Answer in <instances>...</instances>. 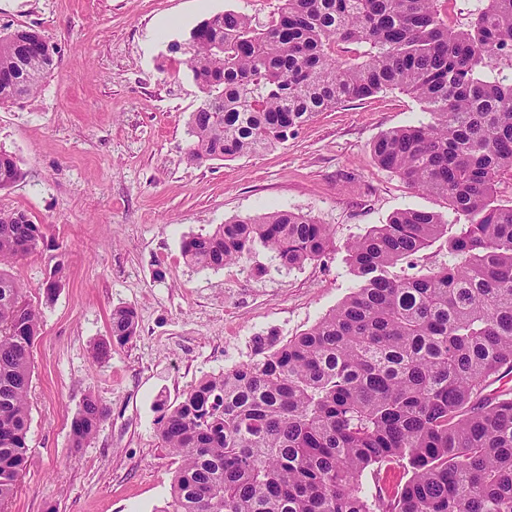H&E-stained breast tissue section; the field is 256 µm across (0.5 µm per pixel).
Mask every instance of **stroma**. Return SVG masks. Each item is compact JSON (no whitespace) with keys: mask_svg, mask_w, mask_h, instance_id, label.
Here are the masks:
<instances>
[{"mask_svg":"<svg viewBox=\"0 0 512 512\" xmlns=\"http://www.w3.org/2000/svg\"><path fill=\"white\" fill-rule=\"evenodd\" d=\"M279 0H0V25L38 31L57 50L38 92L0 108V150L22 178L0 206L26 212L44 238L13 273L41 310L32 348L29 464L5 512H163L179 460L158 419L201 379L248 361L253 339L297 335L356 285L350 242L393 212L443 211L373 161L391 128L426 120L400 90L321 113L277 147L188 163V121L202 94L170 50L201 21L232 10L266 21ZM270 209L332 225L322 260L276 271L256 248L248 263L188 266L183 239ZM63 285L42 286L56 263ZM129 306L139 333L110 334ZM108 415L70 447L87 395Z\"/></svg>","mask_w":512,"mask_h":512,"instance_id":"35a3bbf8","label":"stroma"}]
</instances>
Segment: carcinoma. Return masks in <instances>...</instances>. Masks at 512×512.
I'll return each mask as SVG.
<instances>
[{"label":"carcinoma","instance_id":"1","mask_svg":"<svg viewBox=\"0 0 512 512\" xmlns=\"http://www.w3.org/2000/svg\"><path fill=\"white\" fill-rule=\"evenodd\" d=\"M262 23L228 11L203 20L183 56L202 102L187 160L232 159L282 144L319 113L387 90L413 95L429 121L373 142L376 164L443 199L464 219L394 212L348 248L358 286L283 342L199 381L158 421L181 461L172 512H512V0H481L465 28L437 0H279ZM54 48L24 25L0 28V107L33 95ZM0 151V190L21 179ZM42 227L0 208V509L28 464L31 352L41 312L10 269ZM444 241L423 275L391 269ZM261 244L277 268L325 257L333 228L288 210L232 219L182 241L187 264L248 262ZM64 278L43 285L52 300ZM131 307L110 331L137 335ZM107 416L85 399L82 448Z\"/></svg>","mask_w":512,"mask_h":512}]
</instances>
